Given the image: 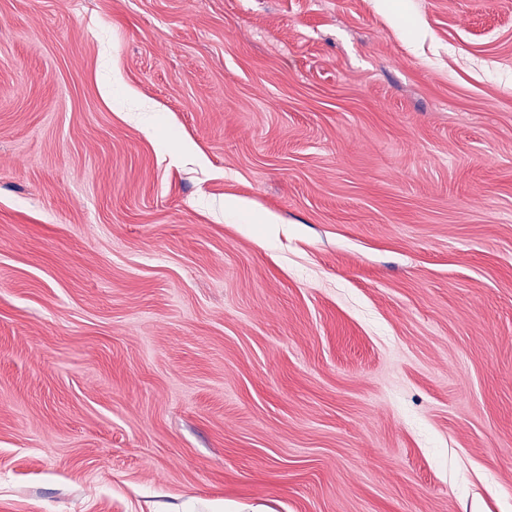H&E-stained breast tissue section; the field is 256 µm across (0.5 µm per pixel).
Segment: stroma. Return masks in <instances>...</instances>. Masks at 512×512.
Segmentation results:
<instances>
[{
  "label": "stroma",
  "instance_id": "stroma-1",
  "mask_svg": "<svg viewBox=\"0 0 512 512\" xmlns=\"http://www.w3.org/2000/svg\"><path fill=\"white\" fill-rule=\"evenodd\" d=\"M512 512V0H0V512Z\"/></svg>",
  "mask_w": 512,
  "mask_h": 512
}]
</instances>
